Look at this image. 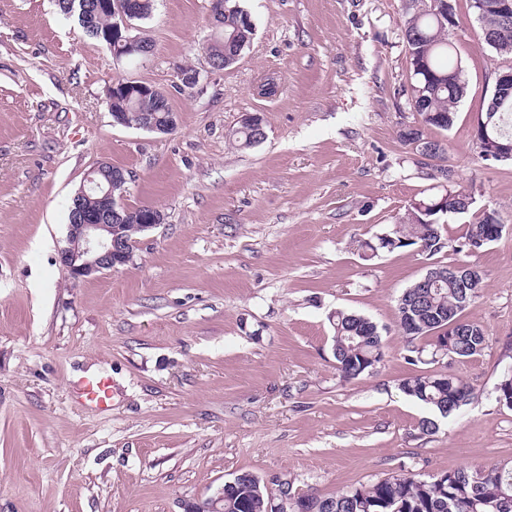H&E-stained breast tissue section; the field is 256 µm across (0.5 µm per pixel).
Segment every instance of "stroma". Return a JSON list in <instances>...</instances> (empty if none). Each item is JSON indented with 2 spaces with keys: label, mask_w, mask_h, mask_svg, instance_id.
Masks as SVG:
<instances>
[{
  "label": "stroma",
  "mask_w": 512,
  "mask_h": 512,
  "mask_svg": "<svg viewBox=\"0 0 512 512\" xmlns=\"http://www.w3.org/2000/svg\"><path fill=\"white\" fill-rule=\"evenodd\" d=\"M458 3L467 94L428 135L507 229L468 258L485 289L464 315L489 346L447 367L476 396L425 435L427 409L400 389L422 368L404 358L397 299L429 259L360 250L441 190L398 137L417 120L403 0H240L256 33L223 70L204 51L210 0H155L137 24L151 53L122 61L56 0H0V512H185L243 472L332 495L403 467L426 479L512 461V407L496 393L512 369V165L481 161L472 137L512 56ZM178 64L200 70L202 92H177ZM128 78L167 94L175 130L114 124L108 91ZM247 112L266 137L241 149ZM101 162L128 171L126 206L163 221L126 266L76 282L58 256ZM339 310L381 328L372 376L340 378ZM100 377L114 390L101 408L80 389Z\"/></svg>",
  "instance_id": "obj_1"
}]
</instances>
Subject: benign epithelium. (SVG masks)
Instances as JSON below:
<instances>
[{"mask_svg": "<svg viewBox=\"0 0 512 512\" xmlns=\"http://www.w3.org/2000/svg\"><path fill=\"white\" fill-rule=\"evenodd\" d=\"M106 10L112 12V58L120 61L125 58L145 54L142 37L131 34L134 30L131 18L138 14V8L131 0H107ZM512 18V0H499L495 8V15H481V28L489 24H506ZM176 85L191 93L198 89L200 72L185 73L175 70ZM122 88L128 96L139 99L144 97L160 98L165 93L147 83L129 80L113 85V88ZM113 122L128 128L144 129L148 131L167 133L176 126L177 113L167 114V122L158 125L146 112H116L112 115ZM415 125H409L399 130L403 140L418 156L424 160L436 164V172L442 179L449 178L446 167L440 164L439 151L421 144L414 131ZM102 165L95 166L88 172L85 182L88 189L81 190L80 194L87 195L92 192L100 196V200L112 202V223L90 222L80 220L76 224L69 225V246L59 253V263L67 271L73 280L90 277L103 271H116L127 265L138 243V238L131 236L125 217L122 215L123 203L112 195V185L128 181L125 170L112 172V177L106 181L96 178ZM443 276H453L457 279H467L466 270L460 267L444 270L431 266L421 277V285L424 288ZM185 512H224V493L210 498L201 503H193L187 506Z\"/></svg>", "mask_w": 512, "mask_h": 512, "instance_id": "1", "label": "benign epithelium"}]
</instances>
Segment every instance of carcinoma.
I'll return each instance as SVG.
<instances>
[{"instance_id":"obj_1","label":"carcinoma","mask_w":512,"mask_h":512,"mask_svg":"<svg viewBox=\"0 0 512 512\" xmlns=\"http://www.w3.org/2000/svg\"><path fill=\"white\" fill-rule=\"evenodd\" d=\"M100 0H57L65 16H77L83 32L105 48H110L112 19L99 8ZM440 0H405L402 29L411 65V83L405 89L408 104L419 121L431 128L448 130L454 123L453 109L465 97L467 82L463 70L449 62L453 50L448 19L440 16ZM255 26L249 12L237 0H224V27L221 34L236 36L248 45ZM484 44L497 53H512V31ZM111 112H169V104L145 97L137 102L115 93ZM434 112L448 115V124L431 120ZM489 120L483 146H475L484 162L503 163L498 143L512 140V93L501 97L496 112L481 114ZM446 210L425 217L420 208L441 199L434 196L410 205V215L387 232L392 248L426 246V255L443 252L476 254L497 238L490 236V210L482 211L467 225L457 239L443 236L439 220L469 211L473 202L465 188L450 185ZM482 288H462L453 278H445L428 288L410 285L397 300L398 326L406 339V359L411 364L433 363L444 355L467 360L480 355L488 346L489 336L478 322L462 318L467 305L476 302ZM333 356L336 370L344 380H354L374 373L384 352L378 325L356 312L338 311L332 316ZM425 339V345L416 341ZM401 390L442 418L453 415L474 396V386L442 371H425L402 380ZM499 402L512 407V372L498 383ZM288 494L289 512H512V461L463 467L421 479L406 467L374 482L359 483L334 496L316 492H298L292 483L272 489L251 473L229 479L224 489V512H268L270 500Z\"/></svg>"}]
</instances>
